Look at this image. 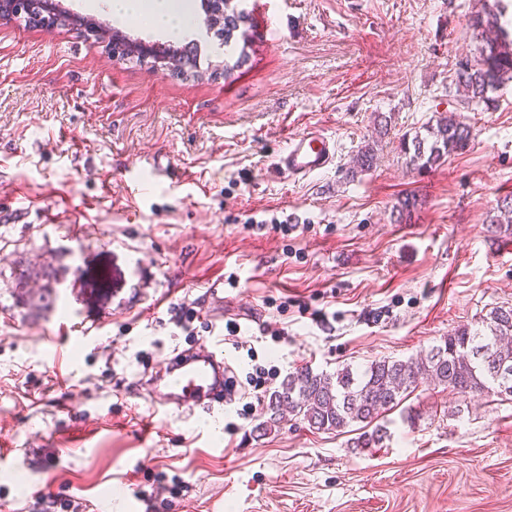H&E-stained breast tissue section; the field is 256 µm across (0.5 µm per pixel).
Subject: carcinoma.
I'll list each match as a JSON object with an SVG mask.
<instances>
[{"label": "carcinoma", "instance_id": "obj_1", "mask_svg": "<svg viewBox=\"0 0 512 512\" xmlns=\"http://www.w3.org/2000/svg\"><path fill=\"white\" fill-rule=\"evenodd\" d=\"M512 0H493L482 5L470 18L475 36L480 38L479 57L459 62L454 85L469 106L490 109L496 94L512 83V20H507ZM246 19V12L224 6V55L235 59L224 63V77L246 58L245 49H237L235 32ZM417 132L404 137L400 151L406 164L420 171L439 165L452 154H462L472 142L471 127L454 115H444ZM375 153L367 147L354 160L351 174L373 167ZM489 224L502 229L512 224V199L498 203ZM431 379L458 396L493 394L512 398V307H496L478 321L476 328H460L448 334L443 344L422 350L405 360H373L362 370L349 366L334 373L317 372L309 367L289 374L268 396L267 420L259 430L270 432L279 424L283 411L327 433L343 432L357 424H370L397 406L418 387L422 378ZM387 436L378 426L355 438L357 448H378Z\"/></svg>", "mask_w": 512, "mask_h": 512}]
</instances>
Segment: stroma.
Listing matches in <instances>:
<instances>
[{
	"mask_svg": "<svg viewBox=\"0 0 512 512\" xmlns=\"http://www.w3.org/2000/svg\"><path fill=\"white\" fill-rule=\"evenodd\" d=\"M247 7L253 51L230 81L213 33L181 77L113 60L87 26L165 41L143 21L0 22V448L17 460L0 467V498L14 512H37L48 488L89 512H512V400L419 385L388 413L379 448L292 416L263 435L262 411L247 408L253 363L277 367L275 388L305 366L407 358L512 306V235L486 222L512 196V84L488 111L466 109L452 85L478 54V0ZM450 113L471 125V147L407 167L403 135ZM308 127L335 138L337 160L285 178L277 157ZM370 143L373 168L347 177ZM405 194L416 207L399 219ZM274 217L293 231L271 229ZM117 237L159 284L100 329L102 350L80 342L65 288L68 335L16 311L25 264L55 253L91 266ZM217 282L220 321L204 307ZM183 302L197 303V337L223 349L235 393L214 413L170 420L136 385L187 345L169 322ZM230 318L240 337L227 335ZM50 435L66 449L58 477L22 472L25 449Z\"/></svg>",
	"mask_w": 512,
	"mask_h": 512,
	"instance_id": "35a3bbf8",
	"label": "stroma"
}]
</instances>
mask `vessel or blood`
Here are the masks:
<instances>
[{
	"label": "vessel or blood",
	"mask_w": 512,
	"mask_h": 512,
	"mask_svg": "<svg viewBox=\"0 0 512 512\" xmlns=\"http://www.w3.org/2000/svg\"><path fill=\"white\" fill-rule=\"evenodd\" d=\"M335 160V139L309 127L289 138L278 157V166L289 178L303 179L329 168ZM157 284L151 265L138 257L132 272L113 267L108 281L101 271L76 269L67 298L83 321L97 330L111 322L113 312L134 311ZM54 294L55 282L51 279L41 288H19L15 291V307L26 314L51 317L56 313ZM229 372L223 352L201 341L166 358L145 381L143 391L154 409L175 418L210 413L231 395ZM63 455L57 438L46 437L37 447L26 449L22 464L27 470L52 478L62 469Z\"/></svg>",
	"instance_id": "b4317fda"
}]
</instances>
